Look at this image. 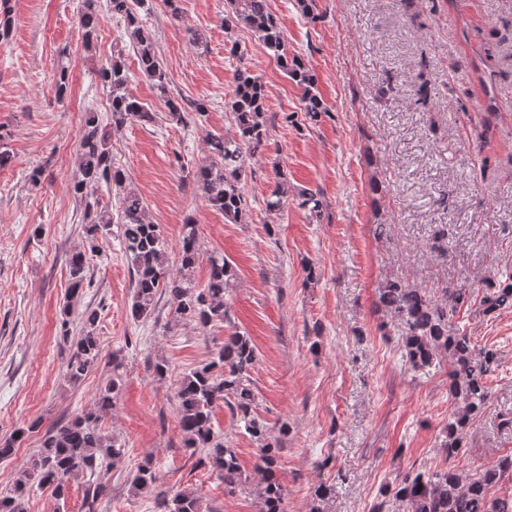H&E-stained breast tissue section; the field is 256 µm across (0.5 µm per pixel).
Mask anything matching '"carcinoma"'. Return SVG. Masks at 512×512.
Instances as JSON below:
<instances>
[{
    "instance_id": "cac0c4a2",
    "label": "carcinoma",
    "mask_w": 512,
    "mask_h": 512,
    "mask_svg": "<svg viewBox=\"0 0 512 512\" xmlns=\"http://www.w3.org/2000/svg\"><path fill=\"white\" fill-rule=\"evenodd\" d=\"M145 2L108 0V7L112 16L123 21L139 71L163 99L170 120L184 124L185 99L171 96L167 71L155 38L140 15ZM97 3L98 0H81L77 14V23L88 48L92 47L99 25ZM238 26L251 30L267 53L303 89L304 119L311 124L318 122L327 108L317 91L315 78L300 57L288 54L287 40L270 12L268 0H226L224 27ZM231 55L239 61L234 94L226 104L233 134L209 136V160L195 171L194 181L210 207L224 213L226 221L240 224L249 211V201L242 187L246 150L255 151L266 141L268 117L266 89L261 77L243 63V50L234 45ZM100 76L110 89L113 126L154 122L155 114L127 91L128 72L121 56L112 57V64L102 69ZM109 143L108 132L98 119L88 118L80 138L78 175L72 182L74 195L84 203L85 244L69 258L71 283L61 307V336L65 339L70 336L71 317L85 286L89 285L87 255L100 252V238L111 231L112 210L91 193L101 184L114 186L121 193L120 234L132 270V317L139 320L151 315L156 296L165 291L174 305L177 321L194 322L206 328L230 320L225 292L234 276L232 264L222 257L210 258L206 285L200 288L195 284L192 271L200 257L201 244L197 224L189 217L182 228L180 267L176 275H171L161 227L151 220L143 198L126 187V178L113 162ZM286 197L288 187L282 183L266 200V210L280 215ZM295 197L311 216L320 217L322 201L317 193L305 188L295 192ZM469 293L470 289L463 286L448 287L435 297L400 280H389L378 289L379 304L402 341L411 369L427 372L441 361H448V391L454 400V409L440 444L448 460L458 455L471 423L486 410L490 399L488 379L500 361L498 350L477 347L472 338L452 322L454 313L468 300ZM480 306L484 315L512 308V275L489 283ZM96 320L94 310L86 309L81 313V336L72 342L65 365L73 381L86 375L101 356ZM255 363L256 350L250 336L239 331L228 336L211 359L200 362L180 379L176 391L179 427L184 447L193 454L203 452V461L220 473L226 486L239 484L242 471L237 453L213 427V407L217 401H224L236 425L260 444L262 479L257 490L265 506L263 512H283L284 492L275 475L280 439L271 436L266 423L256 414L257 395L251 378ZM113 364L112 379L99 393L97 409L59 422L46 432L25 474L12 488L0 492V512H24L25 497L34 487L49 488L55 500H63L69 484L78 477L87 479L85 505L88 512H94L104 491V487L94 481L96 472L116 465L124 454L122 445L106 435L100 426V413L112 409L123 387L119 373L121 362L115 357ZM25 434L26 430L21 428L1 439L0 458L10 456ZM508 477L512 478V455L502 457L476 476L449 465L417 470L392 485H384L380 489L381 501L373 512H383L385 503L390 500L396 501L403 512H512V495L492 497L488 494L490 487ZM155 481L152 458L146 457L132 476L131 488L140 492ZM163 508L164 512H201L199 497L188 490L164 498Z\"/></svg>"
}]
</instances>
